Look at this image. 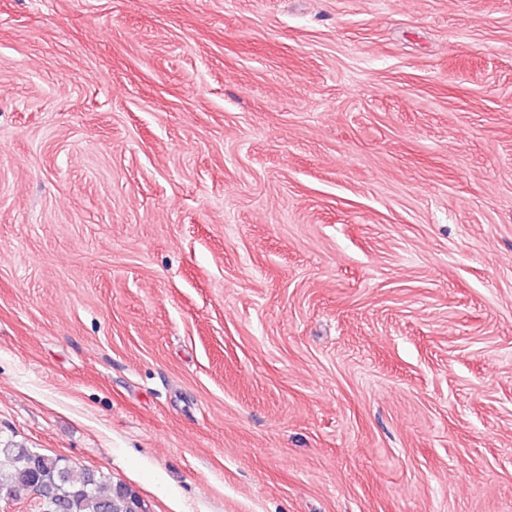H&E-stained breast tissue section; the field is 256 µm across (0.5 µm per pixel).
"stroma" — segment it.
<instances>
[{
	"label": "stroma",
	"mask_w": 512,
	"mask_h": 512,
	"mask_svg": "<svg viewBox=\"0 0 512 512\" xmlns=\"http://www.w3.org/2000/svg\"><path fill=\"white\" fill-rule=\"evenodd\" d=\"M0 441L512 512V0H0Z\"/></svg>",
	"instance_id": "35a3bbf8"
}]
</instances>
